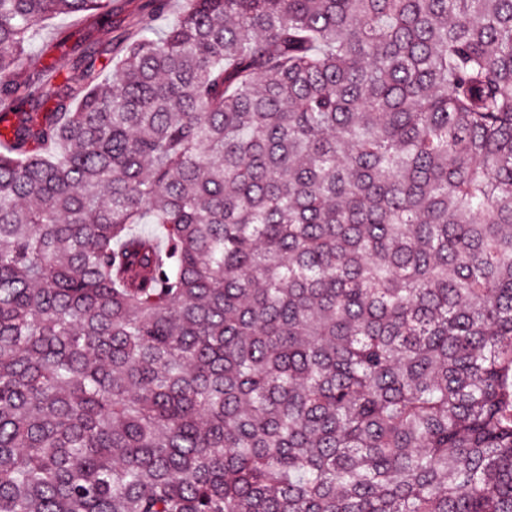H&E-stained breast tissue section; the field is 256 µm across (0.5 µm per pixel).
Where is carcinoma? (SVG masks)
Masks as SVG:
<instances>
[{
    "instance_id": "1",
    "label": "carcinoma",
    "mask_w": 512,
    "mask_h": 512,
    "mask_svg": "<svg viewBox=\"0 0 512 512\" xmlns=\"http://www.w3.org/2000/svg\"><path fill=\"white\" fill-rule=\"evenodd\" d=\"M167 6L0 0V512H512V0ZM49 29L45 31L44 38L33 46L31 63L34 66L40 67L43 64H49L55 62L57 65H62L63 60L60 59L62 51L60 49H54L51 52H46L44 45L49 43L52 39V29L63 27L67 29H77L79 27L78 20L70 16H60L51 20L48 24Z\"/></svg>"
}]
</instances>
